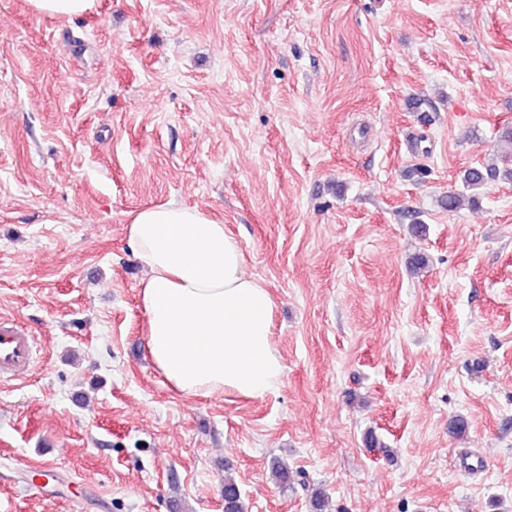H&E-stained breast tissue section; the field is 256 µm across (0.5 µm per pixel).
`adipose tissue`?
Listing matches in <instances>:
<instances>
[{"label":"adipose tissue","mask_w":512,"mask_h":512,"mask_svg":"<svg viewBox=\"0 0 512 512\" xmlns=\"http://www.w3.org/2000/svg\"><path fill=\"white\" fill-rule=\"evenodd\" d=\"M126 239L148 270L139 289L146 351L167 385L193 397L275 393L284 365L274 302L237 239L205 212L173 204L131 213Z\"/></svg>","instance_id":"obj_1"}]
</instances>
